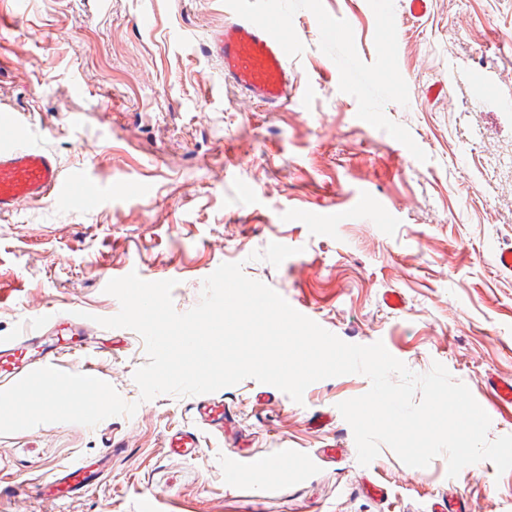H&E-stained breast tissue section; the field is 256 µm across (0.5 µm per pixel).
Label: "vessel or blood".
Returning <instances> with one entry per match:
<instances>
[{"instance_id": "1", "label": "vessel or blood", "mask_w": 512, "mask_h": 512, "mask_svg": "<svg viewBox=\"0 0 512 512\" xmlns=\"http://www.w3.org/2000/svg\"><path fill=\"white\" fill-rule=\"evenodd\" d=\"M223 65L225 79L249 98L268 105L279 106L293 98L298 80L287 65L288 50L276 33V25L248 14L225 24L209 46ZM79 197L83 204L93 207L102 197L100 186L83 173L64 177L55 160L39 147L25 142L22 135L0 144V211H8L25 201L46 199L61 204L71 197ZM63 343L43 349L38 358H31L28 350L35 339L18 336L0 341V380L42 367L58 364L62 356H70L73 368H80L83 347L76 336L78 331L70 313L54 310L45 319ZM512 410V380L493 384L484 411ZM202 421L215 427L224 426V403L204 399L196 404ZM92 474L83 463H75L56 472L50 483L59 498L65 499L85 491Z\"/></svg>"}]
</instances>
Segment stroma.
<instances>
[{"mask_svg": "<svg viewBox=\"0 0 512 512\" xmlns=\"http://www.w3.org/2000/svg\"><path fill=\"white\" fill-rule=\"evenodd\" d=\"M245 11L277 21L288 44L299 88L282 107L239 93L208 52ZM344 64L363 84L341 80ZM481 79L499 101L475 94ZM1 114L103 196L0 214V339L56 307L90 314L88 371L137 410L0 435V512H141L145 494L160 512H431L444 497L512 512V470L487 460L451 478L445 456L412 468L384 445L360 465L338 405L369 390L364 375L314 382L299 403L245 379L216 391L219 431L194 397L142 400V337L98 323L118 313L105 286L127 271L176 280L184 313L238 262L341 340L383 342L417 374L441 363L483 401L512 378V271L496 261L512 247V0H429L416 16L404 0H0ZM319 213L332 223H312ZM179 430L197 434L198 457L167 451ZM110 443L87 493L12 490ZM252 455L285 469L225 477V457ZM196 411L202 421L223 430L224 428V402L222 399L215 400L206 398L196 403Z\"/></svg>", "mask_w": 512, "mask_h": 512, "instance_id": "1", "label": "stroma"}]
</instances>
